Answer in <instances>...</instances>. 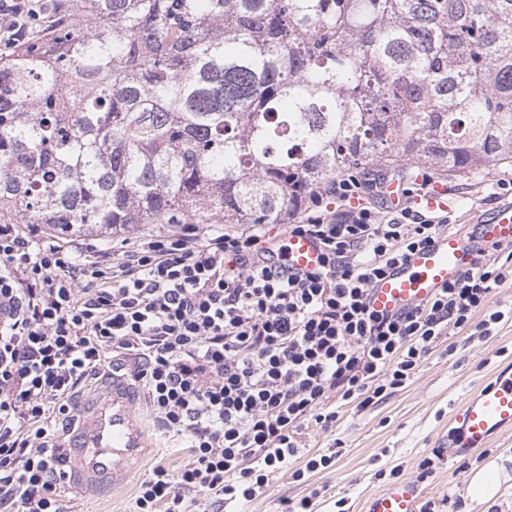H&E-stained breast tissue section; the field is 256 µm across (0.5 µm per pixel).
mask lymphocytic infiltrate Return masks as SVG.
<instances>
[{
	"label": "lymphocytic infiltrate",
	"mask_w": 512,
	"mask_h": 512,
	"mask_svg": "<svg viewBox=\"0 0 512 512\" xmlns=\"http://www.w3.org/2000/svg\"><path fill=\"white\" fill-rule=\"evenodd\" d=\"M50 10L0 0V53ZM375 184L337 178L287 224L321 248L309 271L290 268L259 224H183L113 243L108 259L90 242L0 224V512H65L57 432L110 355L189 450L142 479L135 512H211L264 495L268 471L290 460L298 480L330 468L334 455L306 450V425L329 431L337 405L363 410L405 388L441 337L489 335L505 317L491 299L512 282L511 244L475 246L424 306L370 308L373 285L448 230L416 203L428 184L389 213L354 201Z\"/></svg>",
	"instance_id": "1"
}]
</instances>
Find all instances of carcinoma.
<instances>
[{"mask_svg": "<svg viewBox=\"0 0 512 512\" xmlns=\"http://www.w3.org/2000/svg\"><path fill=\"white\" fill-rule=\"evenodd\" d=\"M512 162V0H62L0 54V222L284 224L373 165Z\"/></svg>", "mask_w": 512, "mask_h": 512, "instance_id": "cac0c4a2", "label": "carcinoma"}]
</instances>
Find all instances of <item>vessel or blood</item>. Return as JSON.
I'll use <instances>...</instances> for the list:
<instances>
[{
  "mask_svg": "<svg viewBox=\"0 0 512 512\" xmlns=\"http://www.w3.org/2000/svg\"><path fill=\"white\" fill-rule=\"evenodd\" d=\"M512 243V203L498 206L474 232L445 233L407 258L372 289L371 308L403 312L424 303L470 262L475 240ZM320 250L305 236L288 240L287 262L297 270L317 266ZM140 391L120 366L104 373L76 402L79 426L68 446L66 478L82 494L99 497L123 488L143 468L152 446L137 410ZM512 433V364L467 396L448 432V455L469 456ZM424 495L414 481H400L371 495L364 512H420Z\"/></svg>",
  "mask_w": 512,
  "mask_h": 512,
  "instance_id": "vessel-or-blood-1",
  "label": "vessel or blood"
}]
</instances>
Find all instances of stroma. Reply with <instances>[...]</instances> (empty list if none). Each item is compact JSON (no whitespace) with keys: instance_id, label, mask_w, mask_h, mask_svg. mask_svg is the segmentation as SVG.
<instances>
[{"instance_id":"stroma-1","label":"stroma","mask_w":512,"mask_h":512,"mask_svg":"<svg viewBox=\"0 0 512 512\" xmlns=\"http://www.w3.org/2000/svg\"><path fill=\"white\" fill-rule=\"evenodd\" d=\"M432 177L447 185L448 221L458 228L512 202V191L499 187L500 181L512 180V164L453 176L436 171ZM508 363L512 317L494 325L487 336L462 332L442 338L404 389L363 410L339 407L330 431L304 430L307 448L335 453L332 467L300 481L289 470L270 471L266 494L248 502L245 512H281L282 499L296 501L310 494L315 497L313 512H363L366 498L394 479L419 480V464L427 457L434 459L435 473L421 482L432 512H512V435L472 454L465 469L444 448L460 402ZM493 462L502 470L499 490L489 501L477 502L470 495L471 479ZM137 489L133 481L108 499H91L73 489L68 495L73 512H132Z\"/></svg>"}]
</instances>
